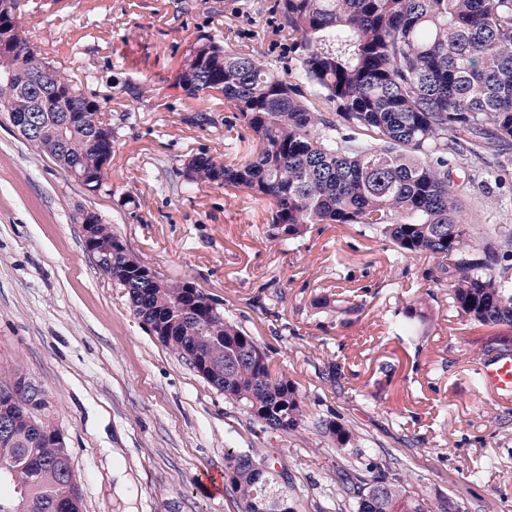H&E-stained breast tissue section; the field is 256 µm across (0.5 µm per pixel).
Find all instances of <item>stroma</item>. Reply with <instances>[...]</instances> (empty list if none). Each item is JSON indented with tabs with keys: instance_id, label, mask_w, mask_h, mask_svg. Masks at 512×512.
Segmentation results:
<instances>
[{
	"instance_id": "stroma-1",
	"label": "stroma",
	"mask_w": 512,
	"mask_h": 512,
	"mask_svg": "<svg viewBox=\"0 0 512 512\" xmlns=\"http://www.w3.org/2000/svg\"><path fill=\"white\" fill-rule=\"evenodd\" d=\"M18 2L19 29L105 101L115 130L110 190L93 195L0 114V370H22L51 397L83 512H239L228 448L272 459L295 512H351L320 418L359 433L432 504L512 512V404L477 381L512 324L474 326L427 258L398 257L359 225L319 224L283 242L268 235L267 202L215 184L169 187L189 156L246 155V130L223 99L189 98L176 77L201 31L278 60L266 36L272 0ZM200 110L218 128L192 123ZM448 179L468 223L512 230V141L449 153ZM80 209L164 278L223 303L296 383L300 427L252 419L153 336L86 250ZM419 301L430 320L396 335L398 314Z\"/></svg>"
}]
</instances>
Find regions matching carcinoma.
<instances>
[{"instance_id":"1","label":"carcinoma","mask_w":512,"mask_h":512,"mask_svg":"<svg viewBox=\"0 0 512 512\" xmlns=\"http://www.w3.org/2000/svg\"><path fill=\"white\" fill-rule=\"evenodd\" d=\"M270 36L288 41L294 80L255 52L200 34L180 65L186 96L216 94L249 131L250 152L237 163L201 152L176 170L180 190L216 184L269 201V236L295 240L314 224H360L401 255L432 258L433 280L448 283L457 312L480 326L512 323V235L464 222L448 182V152L473 153L512 138V0H274ZM49 73L65 98L40 113L27 138L66 172L89 174L112 151L115 132L104 103L25 35L0 56V107L11 123L40 109L29 87ZM330 104L333 116L318 109ZM79 113L59 127L58 110ZM131 254H94L99 268L128 290L135 316L175 355L195 365L196 337L208 339L210 362L224 370V397L269 427L292 431L303 417L295 383L272 372L267 354L224 309L194 302L190 281L132 274ZM35 439L15 431L0 447V479L15 489L0 512H52L68 487L67 459L52 435L50 409L38 410ZM315 428L336 441L340 456H367L365 439L334 421ZM226 474L242 512L268 499L288 501L274 466L249 451L227 450ZM354 512H434L385 465L339 472Z\"/></svg>"}]
</instances>
